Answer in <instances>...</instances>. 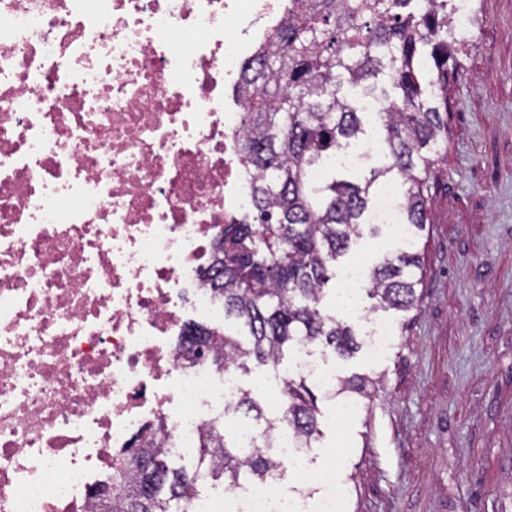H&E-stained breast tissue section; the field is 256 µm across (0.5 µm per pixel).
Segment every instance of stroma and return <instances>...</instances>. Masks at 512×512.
Returning a JSON list of instances; mask_svg holds the SVG:
<instances>
[{"label": "stroma", "mask_w": 512, "mask_h": 512, "mask_svg": "<svg viewBox=\"0 0 512 512\" xmlns=\"http://www.w3.org/2000/svg\"><path fill=\"white\" fill-rule=\"evenodd\" d=\"M462 43L448 156L431 189V223L417 249L421 303L368 315L336 300L323 312L369 331L391 328L380 353L337 358L323 344L313 359L338 376L374 380L354 414L339 417L318 392L320 437L310 466L338 442L343 512H512V0H472Z\"/></svg>", "instance_id": "stroma-1"}]
</instances>
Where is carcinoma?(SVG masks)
<instances>
[{
	"instance_id": "1",
	"label": "carcinoma",
	"mask_w": 512,
	"mask_h": 512,
	"mask_svg": "<svg viewBox=\"0 0 512 512\" xmlns=\"http://www.w3.org/2000/svg\"><path fill=\"white\" fill-rule=\"evenodd\" d=\"M288 0V26L274 46L259 48L242 76L245 137L242 150L256 173L252 217L229 224L214 241L204 280L224 303V320H234L250 337L245 348L234 334L224 340L213 328L193 324L189 342L196 354L215 352L218 368H247L252 360L277 370L284 350L322 341L339 358L362 346L359 332L320 308L330 267L379 225L364 215L371 187L398 178L406 247L387 250L372 268L370 312L408 311L419 305L422 257L417 237L429 222L428 199L436 165L448 153V84L457 80L458 50L448 42V3L427 0ZM391 89L377 85L382 73ZM361 89L380 103L388 163L363 185L328 175L309 185L307 167L321 163L364 134V113L344 87ZM430 147V155L421 150ZM286 406L263 418L250 390L238 393L233 412L265 419L271 436L291 430L300 447L318 438V406L306 378L284 380ZM201 469L189 478L157 450L144 462L113 475L112 500L104 512H176L175 503L199 478L217 472L233 483L266 479L280 463L261 448H241L217 425L197 447Z\"/></svg>"
}]
</instances>
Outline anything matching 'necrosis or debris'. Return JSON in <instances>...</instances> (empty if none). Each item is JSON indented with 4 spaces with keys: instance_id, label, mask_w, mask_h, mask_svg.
I'll return each instance as SVG.
<instances>
[{
    "instance_id": "4bbe7bcc",
    "label": "necrosis or debris",
    "mask_w": 512,
    "mask_h": 512,
    "mask_svg": "<svg viewBox=\"0 0 512 512\" xmlns=\"http://www.w3.org/2000/svg\"><path fill=\"white\" fill-rule=\"evenodd\" d=\"M288 0H0V512H98L132 440L193 456L239 378L188 358L220 326L203 273L253 209L245 102L224 93ZM384 184L368 217L406 229ZM282 463L241 496L180 512H341L336 468ZM309 493L292 499L284 470Z\"/></svg>"
}]
</instances>
